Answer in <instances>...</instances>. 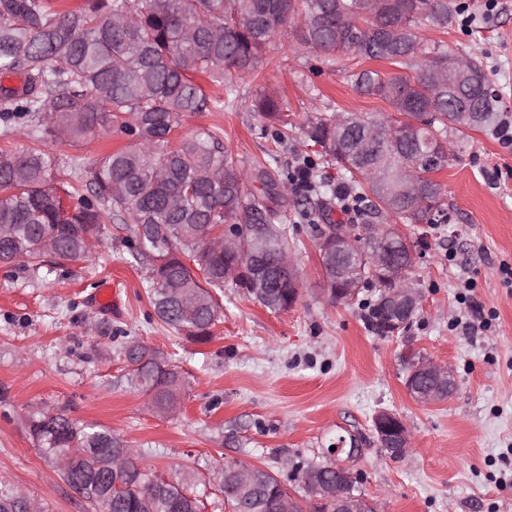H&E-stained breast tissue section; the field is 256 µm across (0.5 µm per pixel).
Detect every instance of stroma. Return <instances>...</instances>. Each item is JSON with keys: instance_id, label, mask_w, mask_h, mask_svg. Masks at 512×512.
Listing matches in <instances>:
<instances>
[{"instance_id": "stroma-1", "label": "stroma", "mask_w": 512, "mask_h": 512, "mask_svg": "<svg viewBox=\"0 0 512 512\" xmlns=\"http://www.w3.org/2000/svg\"><path fill=\"white\" fill-rule=\"evenodd\" d=\"M466 10L448 27L424 25L422 56L447 51L477 59L512 122V0H461ZM296 28L286 25L264 50L260 72L239 82L233 110L186 112L179 134L219 135L245 169L275 157L292 169L308 149L298 129L314 112H354L383 123L390 105L358 94L355 72L385 74L383 60L332 63L320 50L294 53ZM277 93L296 131L282 145L249 109L260 92ZM125 136L48 150L58 161L57 185L84 187L99 157L126 145ZM437 180L451 221L402 224L422 257L410 279L422 295L407 332L377 335L360 304H339L324 290L314 233L293 200H284L298 301L274 312L232 287L217 300L223 319L200 344L162 324L150 299L148 260H134L123 224L103 225L89 258L49 259L41 268L0 266V494H28L42 512H92L39 454L26 417L39 409L120 435L140 448L139 465L175 482L198 475L205 512H231L211 480L225 460L261 467L287 480L283 459L325 460L336 438L355 434L357 488L376 512H512V288L499 268L512 266V145L493 132L452 141ZM495 318L472 336L452 327L465 311L463 280ZM111 285L112 309L94 296ZM140 341L172 359L185 380L176 415L162 417L126 382L122 345ZM451 367L457 386L434 403L408 392L407 354ZM398 414L411 431L406 454L378 446L373 417Z\"/></svg>"}]
</instances>
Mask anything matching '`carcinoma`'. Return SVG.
<instances>
[{"label": "carcinoma", "instance_id": "1", "mask_svg": "<svg viewBox=\"0 0 512 512\" xmlns=\"http://www.w3.org/2000/svg\"><path fill=\"white\" fill-rule=\"evenodd\" d=\"M364 0H84L78 10L60 11L50 0H0V123L7 136L31 127L38 142L81 140L114 129L128 144L104 154L88 181L90 196L48 186L51 157L40 149L0 150V258L40 264L52 253L76 259L88 252L87 238L102 225H132L130 249L151 260V302L157 318L197 343L210 341L221 322L213 291L226 274L250 294L252 278L279 274L257 301L286 311L297 300V277L278 269L290 254L288 226L264 234L279 200L288 192L333 196L322 182L301 189L294 171L273 173L256 164L250 174L212 132H177L185 112L221 107L194 76L224 85L227 103L238 97L239 80L263 65V51L288 23L296 24L294 52L319 49L341 63L355 55L386 60L402 69L354 74L360 95L391 106L387 131L348 126L340 112L307 116L301 131L315 158L333 164L363 210L364 223L442 224L440 184L433 175L448 166V133L490 131L501 122L498 97L482 66L465 68L484 87L448 69V53L423 59L414 30L448 26L460 12L453 0H383L379 12H363ZM278 142L293 127L282 101L269 94L252 100ZM458 112H479V123L457 125ZM262 185L257 195L248 178ZM364 255L348 268L364 283L379 275ZM127 380L160 409L178 408L184 380L176 366L153 348L131 341L122 348ZM40 453L80 448L66 479L81 486L96 512H203L205 503L187 483L165 480L135 462L136 450L104 429L79 426L62 413L28 415ZM339 475L328 462L298 464L291 480L302 488L328 485ZM218 488L233 512H277L285 486L258 470L242 487L234 473H217Z\"/></svg>", "mask_w": 512, "mask_h": 512}]
</instances>
